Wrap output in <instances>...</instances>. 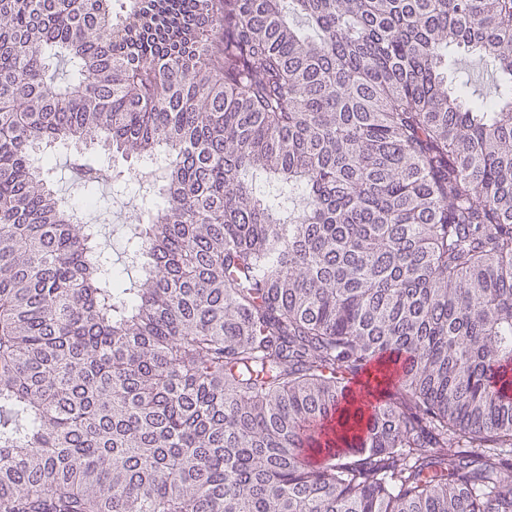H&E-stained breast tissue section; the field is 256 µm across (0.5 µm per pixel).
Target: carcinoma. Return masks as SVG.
I'll return each instance as SVG.
<instances>
[{"mask_svg": "<svg viewBox=\"0 0 512 512\" xmlns=\"http://www.w3.org/2000/svg\"><path fill=\"white\" fill-rule=\"evenodd\" d=\"M105 14L0 0V512H512V0ZM122 190L123 183L115 185L112 190V203L109 201V205H104L91 221L96 224L100 242L115 270L124 269L126 227L123 224H131L134 216L130 210L131 202H128Z\"/></svg>", "mask_w": 512, "mask_h": 512, "instance_id": "cac0c4a2", "label": "carcinoma"}]
</instances>
